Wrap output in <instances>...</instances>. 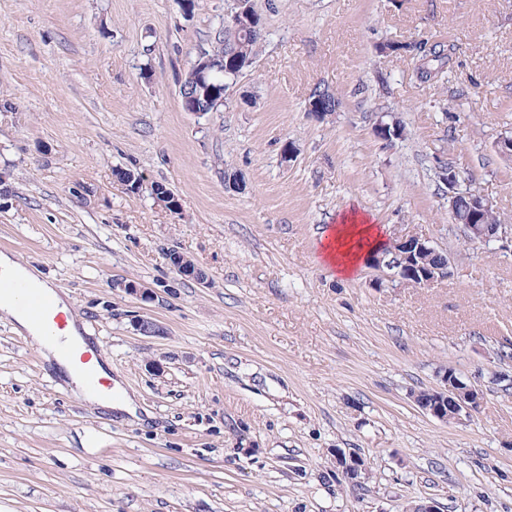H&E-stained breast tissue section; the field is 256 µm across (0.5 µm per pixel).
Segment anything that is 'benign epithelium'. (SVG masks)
<instances>
[{"instance_id":"benign-epithelium-1","label":"benign epithelium","mask_w":512,"mask_h":512,"mask_svg":"<svg viewBox=\"0 0 512 512\" xmlns=\"http://www.w3.org/2000/svg\"><path fill=\"white\" fill-rule=\"evenodd\" d=\"M250 0H235V11L224 16V24L246 27L248 33L258 30L254 24L244 23V13L249 10ZM436 175L448 188V213L457 220L456 202L459 196L466 195L469 201V218L461 230L464 236L473 242H503L512 239L511 224L481 223V219L495 213L494 202L478 191L464 193L458 189L459 170L454 164H440ZM168 260L172 268L181 276L190 278L200 285L207 284V274L198 264L179 252H169ZM367 264L383 273L390 282L414 288H429L448 279L453 274V263L448 252L439 247L431 237L408 232L396 235L373 252ZM135 331L143 336L157 337L165 333L164 327L149 315H140L134 321ZM415 404L425 413L441 422H462L480 411L484 403V393L475 378H458L448 369L440 376V384L412 395ZM338 472L348 482H361L365 473L361 457L336 450Z\"/></svg>"}]
</instances>
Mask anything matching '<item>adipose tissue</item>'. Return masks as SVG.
Wrapping results in <instances>:
<instances>
[{
  "instance_id": "adipose-tissue-1",
  "label": "adipose tissue",
  "mask_w": 512,
  "mask_h": 512,
  "mask_svg": "<svg viewBox=\"0 0 512 512\" xmlns=\"http://www.w3.org/2000/svg\"><path fill=\"white\" fill-rule=\"evenodd\" d=\"M382 243L380 228L371 224L369 218L353 210L342 215L339 224L329 226L322 245V256L338 276L346 279L356 274L361 263ZM0 312L37 339L49 357H58L60 346H78L82 343L75 326L72 325L67 326L64 334L60 336H51L38 329L10 294L0 295Z\"/></svg>"
}]
</instances>
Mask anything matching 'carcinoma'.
<instances>
[{
	"label": "carcinoma",
	"mask_w": 512,
	"mask_h": 512,
	"mask_svg": "<svg viewBox=\"0 0 512 512\" xmlns=\"http://www.w3.org/2000/svg\"><path fill=\"white\" fill-rule=\"evenodd\" d=\"M262 37L240 35L230 26L224 27V39L208 53L214 54L222 63V70H210L205 81L197 83L193 71H188L183 84L193 88L198 95V102L205 112L212 111L214 101L225 96L230 82L235 80L246 66L254 63L258 54ZM424 63L420 68V76L430 80L442 72L448 63V53L441 44H435L422 54ZM308 103L319 108V111L331 114L336 111L338 101L328 89L314 87L308 97Z\"/></svg>",
	"instance_id": "carcinoma-1"
}]
</instances>
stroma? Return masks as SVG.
I'll use <instances>...</instances> for the list:
<instances>
[{
    "instance_id": "1",
    "label": "stroma",
    "mask_w": 512,
    "mask_h": 512,
    "mask_svg": "<svg viewBox=\"0 0 512 512\" xmlns=\"http://www.w3.org/2000/svg\"><path fill=\"white\" fill-rule=\"evenodd\" d=\"M253 3L260 52L199 115L180 84L231 0H0V253L51 281L136 407L85 399L1 317L0 512H512V243L467 241L435 174L454 162L512 224V0ZM387 42L454 53L424 82ZM317 85L332 115L307 112ZM390 112L405 135L387 142ZM352 209L431 237L453 275L339 278L321 235ZM146 313L165 335L137 334ZM448 368L484 390L460 423L412 400ZM338 448L366 461L362 489L337 479ZM168 260L172 268L181 276L190 278L200 285L207 284V274L198 264L179 252H169Z\"/></svg>"
}]
</instances>
